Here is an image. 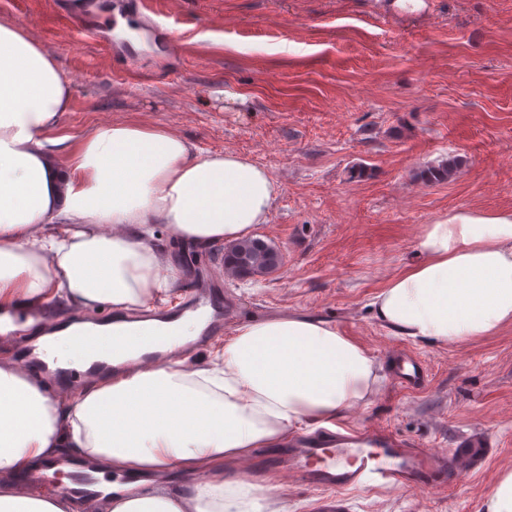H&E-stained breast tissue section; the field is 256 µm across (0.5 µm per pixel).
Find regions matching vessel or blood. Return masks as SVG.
<instances>
[{
	"instance_id": "1",
	"label": "vessel or blood",
	"mask_w": 512,
	"mask_h": 512,
	"mask_svg": "<svg viewBox=\"0 0 512 512\" xmlns=\"http://www.w3.org/2000/svg\"><path fill=\"white\" fill-rule=\"evenodd\" d=\"M69 18L87 34H96L98 12L86 0L71 8ZM231 307V301L198 282L180 304L153 312V325H146L148 316L141 313L137 325L118 331L81 332L75 340L38 350L24 343L20 346V361L24 366L44 370L58 366L60 375L69 379L80 377L79 367L86 354L91 356L95 370L106 367L109 359L120 354L161 364L179 354L174 341L181 325L198 328L191 345H207L223 335L224 317ZM393 375L398 385L408 389H421L428 382L424 363L406 351L394 357ZM464 463V454L431 452L386 429L320 430L295 435L268 460L269 467L288 468L303 484L321 491L318 512H344L341 493L347 489H427L441 482L455 483ZM69 467L72 479L68 493L95 503L99 477L89 473L83 462H70Z\"/></svg>"
}]
</instances>
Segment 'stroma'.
Here are the masks:
<instances>
[{
  "label": "stroma",
  "mask_w": 512,
  "mask_h": 512,
  "mask_svg": "<svg viewBox=\"0 0 512 512\" xmlns=\"http://www.w3.org/2000/svg\"><path fill=\"white\" fill-rule=\"evenodd\" d=\"M171 26L128 58L109 28L88 38L66 0H0L71 80L58 135L75 148L115 121L161 125L197 147L265 167L282 192L252 231L283 254L270 275L224 272L220 246L155 238L182 278L237 301L235 326L281 313L328 322L379 362L406 348L429 370L420 390L386 378L345 417L432 451L479 449L456 486L354 492L347 512H484L512 471V325L437 346L389 333L372 297L412 257L423 225L512 212V0H428L415 16H376L375 0H156ZM246 97L239 106L225 93ZM452 160L453 175L424 170ZM364 165L362 177L353 166Z\"/></svg>",
  "instance_id": "stroma-1"
}]
</instances>
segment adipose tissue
Returning <instances> with one entry per match:
<instances>
[{"instance_id": "adipose-tissue-1", "label": "adipose tissue", "mask_w": 512, "mask_h": 512, "mask_svg": "<svg viewBox=\"0 0 512 512\" xmlns=\"http://www.w3.org/2000/svg\"><path fill=\"white\" fill-rule=\"evenodd\" d=\"M70 104L53 56L0 23V310L32 320L56 300L121 314L178 281L154 225L210 246L269 222L281 187L263 166L126 121L89 129L69 154L56 129ZM412 249L370 302L391 334L445 346L512 325V214L423 225ZM382 371L355 340L298 313L238 326L205 366L114 358L64 405L47 381L0 361V512H87L82 498L22 481L63 452L139 477L105 492L97 512H269L275 486L220 480L225 465L369 407ZM173 472L188 482L170 486Z\"/></svg>"}]
</instances>
